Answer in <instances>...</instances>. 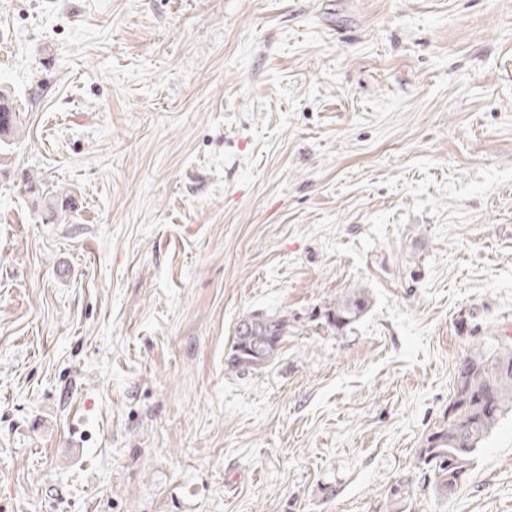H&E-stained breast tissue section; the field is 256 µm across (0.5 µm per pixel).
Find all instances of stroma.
Segmentation results:
<instances>
[{
  "label": "stroma",
  "mask_w": 512,
  "mask_h": 512,
  "mask_svg": "<svg viewBox=\"0 0 512 512\" xmlns=\"http://www.w3.org/2000/svg\"><path fill=\"white\" fill-rule=\"evenodd\" d=\"M0 83V512H512L511 416L412 470L512 343V0H0ZM24 116L14 101L11 88L0 84V142L9 141L23 129ZM368 297L361 288L339 297L331 311L325 312V323L335 329H342L356 322L368 308ZM287 333L288 324L284 316L259 312L243 316L235 328L227 356L228 366L248 373L264 367L278 354L279 345ZM507 414H512V344L472 345L458 366L448 414L416 452L415 468L429 472L436 498L455 494L482 443ZM410 480L408 478H399L390 488V497L394 512H411V491Z\"/></svg>",
  "instance_id": "1"
}]
</instances>
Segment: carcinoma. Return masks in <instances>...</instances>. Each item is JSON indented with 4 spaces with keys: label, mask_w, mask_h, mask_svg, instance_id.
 Listing matches in <instances>:
<instances>
[{
    "label": "carcinoma",
    "mask_w": 512,
    "mask_h": 512,
    "mask_svg": "<svg viewBox=\"0 0 512 512\" xmlns=\"http://www.w3.org/2000/svg\"><path fill=\"white\" fill-rule=\"evenodd\" d=\"M23 120L11 88L1 83L0 142L19 134ZM367 308L364 290L353 289L325 312V323L342 329L356 322ZM287 333V320L280 315L258 312L243 316L235 328L228 366L248 373L264 367L278 354ZM507 414H512V344H475L458 366L448 414L429 431L416 452V468L429 472L436 498L448 499V484L461 482L482 443ZM409 484L405 477L391 486L394 512H411Z\"/></svg>",
    "instance_id": "1"
}]
</instances>
